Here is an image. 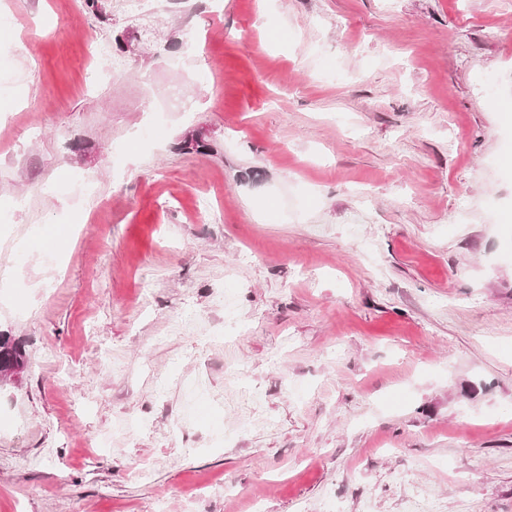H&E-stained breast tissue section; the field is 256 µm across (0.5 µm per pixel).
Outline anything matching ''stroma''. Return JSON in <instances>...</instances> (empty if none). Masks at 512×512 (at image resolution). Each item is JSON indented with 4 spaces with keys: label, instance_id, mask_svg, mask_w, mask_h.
Masks as SVG:
<instances>
[{
    "label": "stroma",
    "instance_id": "1",
    "mask_svg": "<svg viewBox=\"0 0 512 512\" xmlns=\"http://www.w3.org/2000/svg\"><path fill=\"white\" fill-rule=\"evenodd\" d=\"M100 2L0 0V512H512V0ZM11 363L25 364L24 352L11 336L0 333V369Z\"/></svg>",
    "mask_w": 512,
    "mask_h": 512
}]
</instances>
